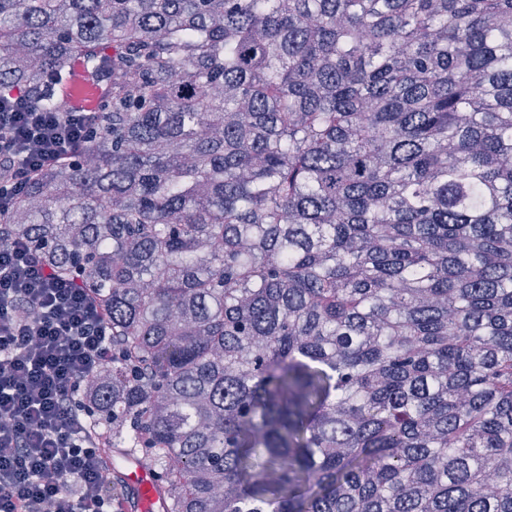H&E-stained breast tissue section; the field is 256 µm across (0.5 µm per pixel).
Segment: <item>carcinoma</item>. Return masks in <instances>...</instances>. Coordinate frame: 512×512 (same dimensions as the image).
Instances as JSON below:
<instances>
[{
  "instance_id": "cac0c4a2",
  "label": "carcinoma",
  "mask_w": 512,
  "mask_h": 512,
  "mask_svg": "<svg viewBox=\"0 0 512 512\" xmlns=\"http://www.w3.org/2000/svg\"><path fill=\"white\" fill-rule=\"evenodd\" d=\"M77 162L3 223L95 296L168 512H512V0H0Z\"/></svg>"
}]
</instances>
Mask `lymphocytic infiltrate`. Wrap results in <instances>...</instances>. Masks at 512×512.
Masks as SVG:
<instances>
[{
    "mask_svg": "<svg viewBox=\"0 0 512 512\" xmlns=\"http://www.w3.org/2000/svg\"><path fill=\"white\" fill-rule=\"evenodd\" d=\"M99 105L40 112L0 95V215L44 169L73 163ZM112 359L97 301L35 244L0 231V512H121L79 392Z\"/></svg>",
    "mask_w": 512,
    "mask_h": 512,
    "instance_id": "1",
    "label": "lymphocytic infiltrate"
}]
</instances>
